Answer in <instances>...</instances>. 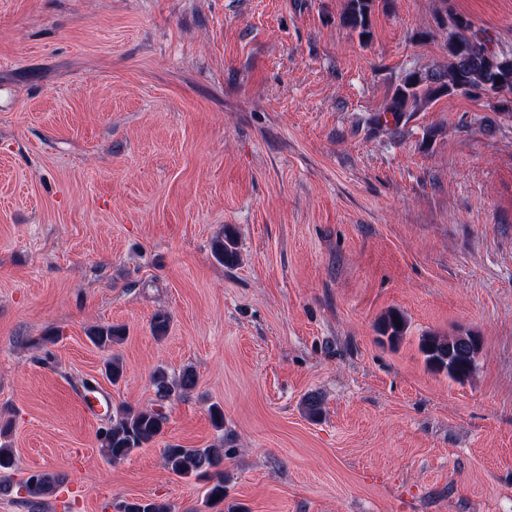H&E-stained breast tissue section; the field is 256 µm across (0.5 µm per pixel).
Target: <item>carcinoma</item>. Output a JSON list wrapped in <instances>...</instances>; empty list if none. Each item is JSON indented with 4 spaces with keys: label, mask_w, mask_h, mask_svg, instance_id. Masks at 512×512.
I'll return each instance as SVG.
<instances>
[{
    "label": "carcinoma",
    "mask_w": 512,
    "mask_h": 512,
    "mask_svg": "<svg viewBox=\"0 0 512 512\" xmlns=\"http://www.w3.org/2000/svg\"><path fill=\"white\" fill-rule=\"evenodd\" d=\"M373 0H350L340 17L341 24L359 38L371 35V10ZM448 65L423 71H411L396 88L388 111L396 119L405 112L414 111L420 103L441 94L465 93L471 95L488 91L496 80L508 81L512 91V50L494 49L488 53V45L494 40L487 31L476 26L467 16L454 14L448 18ZM215 260L226 266L240 264L235 232L224 228V235L212 243ZM401 326H396V323ZM406 325L403 315L388 313L379 325V331L392 343L404 335ZM89 340L97 347L108 349L124 339L122 329L112 326H94L87 332ZM480 348V338L469 333L440 335L427 333L420 338L419 352L431 370L445 374L455 382L468 379L475 368V358ZM106 377L114 384L124 374L119 355L113 354L105 363ZM157 396L167 400L173 396L184 397L195 391L198 380L195 371L184 368L173 378L162 366L151 374ZM167 416L160 408L122 405L112 410V417L104 430L97 435L102 456L119 462L133 451L154 442L164 431ZM166 468L183 477H194L208 483L203 504L211 508L224 503L227 497L224 475V441L207 448H184L171 445L164 449ZM63 483V477L47 471H37L19 487L31 504L53 495ZM114 512H174L170 503L152 498L129 502L122 500L113 505Z\"/></svg>",
    "instance_id": "carcinoma-1"
}]
</instances>
